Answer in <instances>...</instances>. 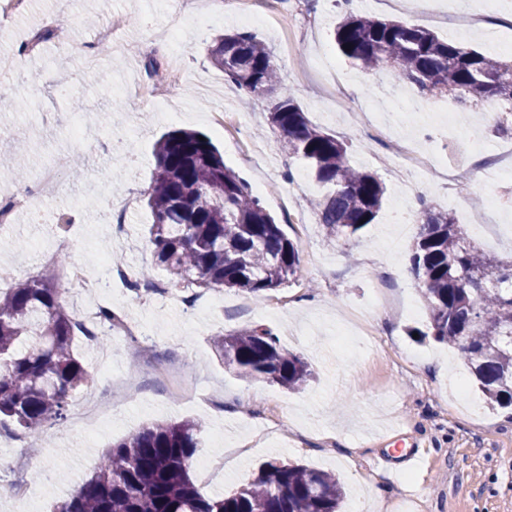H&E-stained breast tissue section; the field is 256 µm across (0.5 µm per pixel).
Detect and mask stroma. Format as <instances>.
I'll return each mask as SVG.
<instances>
[{
    "label": "stroma",
    "instance_id": "35a3bbf8",
    "mask_svg": "<svg viewBox=\"0 0 512 512\" xmlns=\"http://www.w3.org/2000/svg\"><path fill=\"white\" fill-rule=\"evenodd\" d=\"M215 20L203 29L169 28V0H36L28 17L0 22V45L23 42L27 31H48L49 41L31 59L37 92L20 110L0 112V157L19 141L30 150L28 168L53 165L71 148L70 133L88 127L97 143L85 154L80 176L59 175L58 206L70 219L64 230L91 278L102 275V258L121 256L124 267L151 269L164 290L135 296L121 282L94 296L66 297L69 312L84 306L108 307L127 320L146 325L147 344L158 360L175 366L197 390L220 388V404L172 400L128 344L115 348L95 386L121 395L112 411L113 425L92 438L76 433L70 422L47 426L52 448L21 449L0 434V488L9 489V468L16 459L40 471H53L42 484L45 512L68 497L97 469L106 448L152 423L194 420L203 425L197 459L210 470L193 469L198 490L230 493L246 484L264 462L277 458L335 472L346 507L360 497L363 482L376 481L388 494L367 502V512H512V411L489 408L455 351L433 340L418 342L411 327L425 328L427 315L418 285L410 275L412 237H399L391 217L401 186L415 185L420 199L452 212L475 242L512 257V139L494 135L489 116L498 103L461 107L448 97L433 98L437 111L451 114L457 128L474 133L498 160L505 175L487 185L445 178L425 180L415 164H396V145L435 153L426 139L427 116L400 118L390 104L391 91L418 101L422 95L395 86L382 71L365 72L342 57L331 32L342 17L339 0H317L311 18H271L253 33L273 51L281 89L289 90L313 124L348 147L353 166L376 174L386 200L373 224L348 243L327 236L310 205L322 188L309 166L288 155L268 126V96L238 89L216 67L208 49L224 30L242 25L224 0H203ZM125 14L124 51L101 63L98 77L88 76L69 58V38L92 39L90 16L104 7ZM485 0H352V13L402 20L431 30L440 39L465 40L476 50L512 57V27L484 35L468 25L483 12ZM166 43L184 77L164 102L144 96L137 103L118 101L114 84L144 79L140 64L154 42ZM220 112L237 124L238 137L219 133L209 119ZM172 130L207 135L251 188L262 206L300 246L296 276L283 287L257 297L234 289L172 286L168 273L155 266L149 228L154 220L144 199L156 164L154 144ZM38 221L20 212L12 228L0 231V268L15 279L41 274L39 254L53 252L61 229L54 209L41 196ZM57 206V207H58ZM125 214L120 235L108 232L109 214ZM249 325L270 329L281 345L307 361L313 375L304 389L287 391L261 379H245L216 357L213 338ZM138 379V395L124 394L128 375ZM469 382L458 392L454 379ZM279 405L278 427L261 417L269 402ZM424 449L419 466L392 478L375 459L395 440Z\"/></svg>",
    "mask_w": 512,
    "mask_h": 512
}]
</instances>
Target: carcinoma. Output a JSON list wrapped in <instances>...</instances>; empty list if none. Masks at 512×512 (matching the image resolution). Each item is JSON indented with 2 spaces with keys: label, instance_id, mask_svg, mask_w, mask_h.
<instances>
[{
  "label": "carcinoma",
  "instance_id": "1",
  "mask_svg": "<svg viewBox=\"0 0 512 512\" xmlns=\"http://www.w3.org/2000/svg\"><path fill=\"white\" fill-rule=\"evenodd\" d=\"M339 53L362 70L381 69L399 83L460 104L503 100L512 105V60L489 57L463 43L397 20L347 13L333 30ZM351 46L347 51L343 45ZM213 63L246 91L263 95L278 83L265 43L229 31L210 49ZM270 127L290 154L305 161L325 188L313 201L330 236L349 239L381 209L385 188L354 168L345 143L313 124L291 93L270 101ZM492 132L512 137V113L497 115ZM176 130L155 144L156 168L147 204L155 264L172 281L228 288L255 296L288 283L300 249L288 238L210 139ZM410 270L429 314L430 336L457 349L485 400L512 407V261L470 244L452 214L422 206ZM488 277L479 285L474 276ZM79 326L51 271L0 292V430L39 434L66 418L69 396L91 374L74 349ZM216 355L246 378L299 390L307 362L281 347L271 330L245 327L213 339ZM201 424L157 423L106 449L95 473L53 512H340L336 475L278 459L229 494L202 495L190 478Z\"/></svg>",
  "mask_w": 512,
  "mask_h": 512
}]
</instances>
